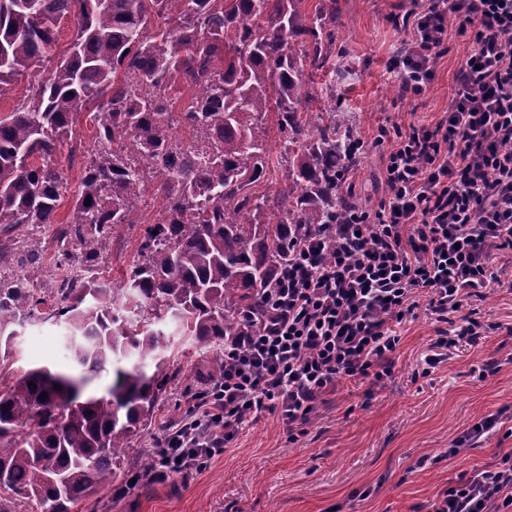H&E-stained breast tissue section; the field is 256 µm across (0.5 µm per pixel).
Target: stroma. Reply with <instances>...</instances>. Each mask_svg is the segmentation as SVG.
Returning a JSON list of instances; mask_svg holds the SVG:
<instances>
[{"instance_id": "stroma-1", "label": "stroma", "mask_w": 512, "mask_h": 512, "mask_svg": "<svg viewBox=\"0 0 512 512\" xmlns=\"http://www.w3.org/2000/svg\"><path fill=\"white\" fill-rule=\"evenodd\" d=\"M406 9L405 0H337L331 95L366 142L348 181L354 199L370 206L386 191L390 147L375 144L378 127L434 122L448 107L466 47L465 37L451 36L429 90L401 97L388 66L410 36ZM159 209L149 199L99 258V271L122 278ZM492 264L504 268L505 284L469 298L462 309L483 327L485 346L436 347L439 325L417 308L393 327L400 342L384 385H346L297 440L277 416L265 414L203 470L158 483L122 474L73 512H432L439 489L512 453V262L498 255ZM64 334L50 322L26 326L15 346L16 368L74 371ZM178 358L183 376L156 403L136 442L142 455L151 453L159 424L182 415L188 395L205 387L194 367L197 345L182 346ZM488 415L498 416L497 427L477 446L455 452L457 439Z\"/></svg>"}]
</instances>
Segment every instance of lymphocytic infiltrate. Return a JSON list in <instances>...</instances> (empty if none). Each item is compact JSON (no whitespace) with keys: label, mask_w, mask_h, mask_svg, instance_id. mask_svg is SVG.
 <instances>
[{"label":"lymphocytic infiltrate","mask_w":512,"mask_h":512,"mask_svg":"<svg viewBox=\"0 0 512 512\" xmlns=\"http://www.w3.org/2000/svg\"><path fill=\"white\" fill-rule=\"evenodd\" d=\"M411 36L389 71L402 96L423 95L450 32L467 37L448 109L427 126L378 130L390 144L377 208L306 233L247 330L224 349L222 379L167 424L149 480L200 471L261 415L289 429L346 382L382 385L399 343L392 330L418 306L459 320L441 345L483 344L462 315L502 284L495 255H512V0H410ZM433 512H512V453L440 491Z\"/></svg>","instance_id":"1"}]
</instances>
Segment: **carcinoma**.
Masks as SVG:
<instances>
[{
    "label": "carcinoma",
    "mask_w": 512,
    "mask_h": 512,
    "mask_svg": "<svg viewBox=\"0 0 512 512\" xmlns=\"http://www.w3.org/2000/svg\"><path fill=\"white\" fill-rule=\"evenodd\" d=\"M303 2L0 0V85L54 60L0 118L1 268L44 264L43 243L17 230L56 223L68 186L58 149L75 151L81 123L96 129L70 221L54 229L50 287L0 274V336L61 319L81 369L18 371L9 347L0 354V512L33 498L71 512L121 473L147 471L132 445L180 375L176 337L206 349L207 381L223 377L224 345L288 267L293 243L345 215L338 186L353 132L336 109L312 108L331 92L313 76L333 57L336 0L310 14ZM65 20L76 34L54 59ZM273 124L285 179L257 194ZM149 193L163 201L160 219L116 286L94 261ZM109 366L107 392L86 394L85 374Z\"/></svg>",
    "instance_id": "carcinoma-1"
}]
</instances>
